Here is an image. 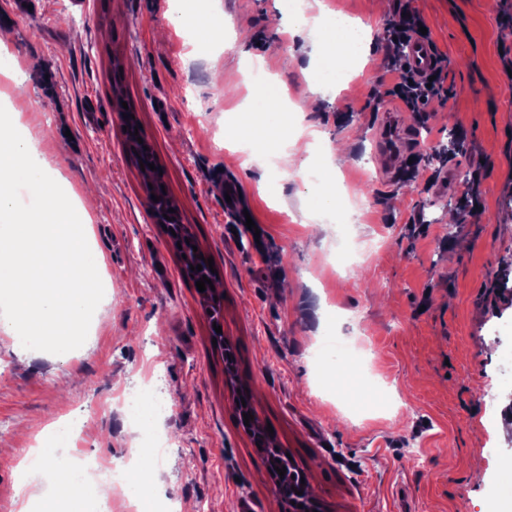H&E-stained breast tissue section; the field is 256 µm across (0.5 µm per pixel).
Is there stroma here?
Masks as SVG:
<instances>
[{"label": "stroma", "instance_id": "1", "mask_svg": "<svg viewBox=\"0 0 512 512\" xmlns=\"http://www.w3.org/2000/svg\"><path fill=\"white\" fill-rule=\"evenodd\" d=\"M17 2L0 0V56L19 63L0 100L23 113L63 184L100 186L92 246L112 295L65 359L31 357L0 332V512L18 510L19 449L80 406L91 414L76 452L105 469L138 448L118 403L159 373L170 401L157 422L169 440L155 468L161 496L208 512H281L201 298L148 214L118 97L134 107L182 224L214 259L223 332L258 422L311 492L330 512H495L512 462V428L499 427L512 415V0H221L219 50L176 29L169 0ZM399 3L428 26L454 101L431 102L424 119L387 94L395 75L382 37ZM300 10L370 25L367 59L310 67ZM260 58L294 103L321 86L320 108L298 128L353 145L332 168L302 153L316 180L281 178L285 148L262 150L233 128L235 107L259 106L238 74ZM389 111L462 164L430 188L393 178L375 147ZM327 183L358 221L315 236ZM319 332L336 341L332 392L311 359Z\"/></svg>", "mask_w": 512, "mask_h": 512}]
</instances>
